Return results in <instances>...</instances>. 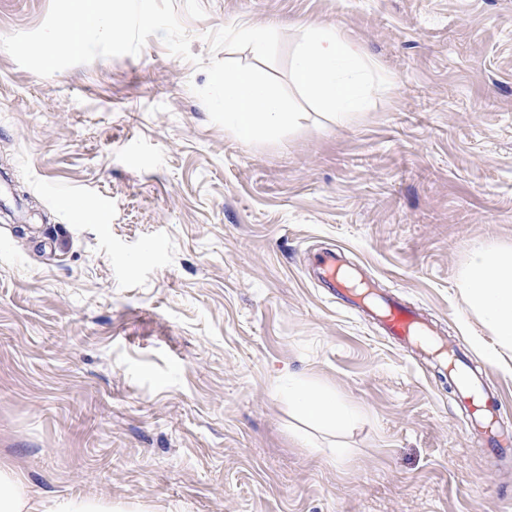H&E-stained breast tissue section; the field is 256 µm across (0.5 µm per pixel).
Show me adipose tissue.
<instances>
[{
    "label": "adipose tissue",
    "mask_w": 512,
    "mask_h": 512,
    "mask_svg": "<svg viewBox=\"0 0 512 512\" xmlns=\"http://www.w3.org/2000/svg\"><path fill=\"white\" fill-rule=\"evenodd\" d=\"M367 71V63L338 33L310 26L295 54L292 75L299 88L345 122L364 108ZM461 286L467 303L491 326L498 343L512 347V248H473ZM288 395L310 421L343 426L354 417L352 411L337 409L328 394L305 383H293ZM0 512H113V508L111 501L95 497L60 495L43 502L20 471L1 465Z\"/></svg>",
    "instance_id": "adipose-tissue-1"
}]
</instances>
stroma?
<instances>
[{"label":"stroma","instance_id":"obj_1","mask_svg":"<svg viewBox=\"0 0 512 512\" xmlns=\"http://www.w3.org/2000/svg\"><path fill=\"white\" fill-rule=\"evenodd\" d=\"M202 59L227 25L335 28L372 66L363 112L308 98L250 145L210 122L206 72L136 56L40 77L0 49V463L46 500L126 512H512V461L469 435L456 386L338 303L342 251L486 373L512 426V350L458 277L512 247V0H174ZM50 0H0V36ZM300 380L354 410L301 418ZM343 456H335V449Z\"/></svg>","mask_w":512,"mask_h":512}]
</instances>
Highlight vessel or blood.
<instances>
[{
  "label": "vessel or blood",
  "instance_id": "vessel-or-blood-1",
  "mask_svg": "<svg viewBox=\"0 0 512 512\" xmlns=\"http://www.w3.org/2000/svg\"><path fill=\"white\" fill-rule=\"evenodd\" d=\"M315 266L319 278L329 292L366 317L376 322L385 335L397 340L405 350L423 355L449 368L457 380L461 397L474 406L469 429L471 436L486 440L496 454L512 450V435L489 430L485 422L497 403L484 390L474 369L461 367L455 355L449 354L445 341L437 336L430 321L418 309L407 306L397 298L377 292H363L362 272L345 263L341 254L324 250L316 254Z\"/></svg>",
  "mask_w": 512,
  "mask_h": 512
}]
</instances>
